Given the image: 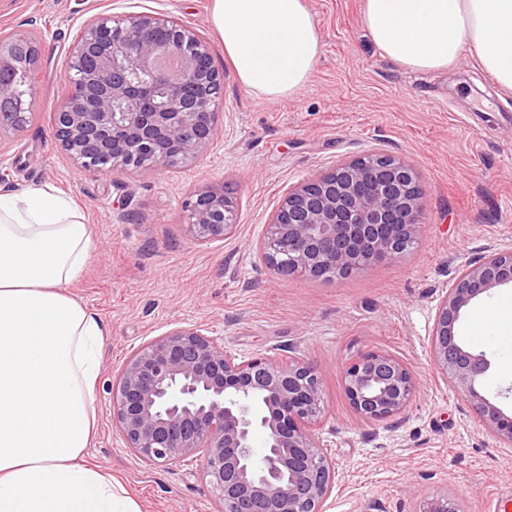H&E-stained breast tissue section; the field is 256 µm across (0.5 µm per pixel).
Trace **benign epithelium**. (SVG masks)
Returning <instances> with one entry per match:
<instances>
[{
    "label": "benign epithelium",
    "mask_w": 512,
    "mask_h": 512,
    "mask_svg": "<svg viewBox=\"0 0 512 512\" xmlns=\"http://www.w3.org/2000/svg\"><path fill=\"white\" fill-rule=\"evenodd\" d=\"M108 25L117 40L102 45L96 30ZM159 26L174 30L164 47L150 40ZM212 56L209 42L187 25L140 14L97 16L75 39L70 61L93 65L70 78L56 112L55 135L85 169L97 173L154 170L171 153L197 158L218 132L217 70L198 69ZM15 41L0 40V71L17 66ZM164 83L168 103L156 106L150 81ZM117 100L135 108L112 112ZM30 110L36 90L12 96L0 83V102ZM149 156L145 165L141 158ZM423 186L404 160L368 154L344 161L285 191L258 250L269 266L288 259V273L311 278L353 274L399 257L418 238ZM190 235L201 241L232 233L234 204L222 188H206L185 203ZM512 284V250L468 262L441 297L431 331L435 368L461 393L498 439L512 444V411L481 390L491 369L483 352L468 348L457 326L463 311L484 293ZM349 404L369 424L400 415L417 385L400 359L368 351L343 368ZM112 424L125 447L149 466H167L191 455L219 512H322L336 469L322 452L316 430L325 414L322 372L294 356L257 355L239 360L198 328H176L151 339L118 369L111 385ZM264 431L260 454L252 445ZM423 512H464L445 494Z\"/></svg>",
    "instance_id": "obj_1"
}]
</instances>
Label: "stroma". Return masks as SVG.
<instances>
[{"label": "stroma", "instance_id": "stroma-1", "mask_svg": "<svg viewBox=\"0 0 512 512\" xmlns=\"http://www.w3.org/2000/svg\"><path fill=\"white\" fill-rule=\"evenodd\" d=\"M213 0H0V34L37 38V102L19 132L0 133V192L49 185L93 224L98 249L71 291L107 325L95 389L90 462L112 472L141 512H217L197 458L149 466L112 424L106 385L134 351L169 330L196 327L239 358L296 355L323 369L326 423L319 441L336 464L325 512H423L454 495L488 512L512 493V445L482 425L437 373L430 334L436 306L462 266L512 248V92L470 52L444 73H413L382 57L362 0H308L322 54L297 94L268 100L239 82L211 24ZM149 13L195 28L224 78L219 133L196 161L117 175L74 163L55 138L73 41L96 15ZM368 153L404 159L420 174V237L402 257L345 279L284 276L256 246L284 191ZM211 185L236 204V227L201 242L186 230L184 200ZM512 301V285L474 300L459 323L467 346L492 362L483 391L512 387V327L473 338L476 310ZM379 350L402 360L416 393L396 418L362 422L343 367Z\"/></svg>", "mask_w": 512, "mask_h": 512}]
</instances>
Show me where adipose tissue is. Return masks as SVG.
I'll return each instance as SVG.
<instances>
[{
    "mask_svg": "<svg viewBox=\"0 0 512 512\" xmlns=\"http://www.w3.org/2000/svg\"><path fill=\"white\" fill-rule=\"evenodd\" d=\"M211 22L242 86L296 94L322 53L308 0H213ZM382 55L419 73L470 49L512 90V0H363ZM96 249L72 198L50 186L0 193V512H140L88 464L107 334L70 292Z\"/></svg>",
    "mask_w": 512,
    "mask_h": 512,
    "instance_id": "obj_1",
    "label": "adipose tissue"
}]
</instances>
